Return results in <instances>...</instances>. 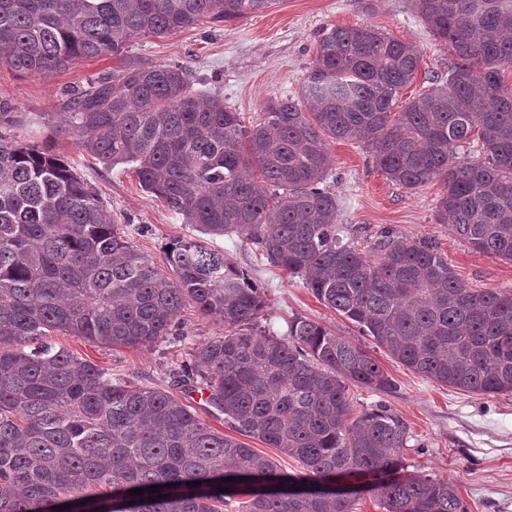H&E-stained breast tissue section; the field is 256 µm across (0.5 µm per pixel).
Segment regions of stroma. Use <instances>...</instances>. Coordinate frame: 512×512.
<instances>
[{
    "mask_svg": "<svg viewBox=\"0 0 512 512\" xmlns=\"http://www.w3.org/2000/svg\"><path fill=\"white\" fill-rule=\"evenodd\" d=\"M334 25H373L420 51L419 72L401 90L397 107L448 77L453 55L426 28L412 0H378L369 13L358 0H277L270 8L234 22H208L164 38L133 40L129 53L155 63L186 66L196 91L223 99L226 106L254 118L267 103L296 93L314 58L319 34ZM119 66L115 57L85 59L64 71L21 75L0 65V101H7L15 114L14 123H0V136L28 144L53 143L99 191L111 221L141 253L160 264L167 244L191 235V228L143 191L129 166L105 168L79 149L75 138L53 135L64 90ZM328 150L332 165L326 185L336 197L337 221L359 244L370 246L386 227L431 239L470 288L512 289V261L476 252L438 223L441 180L409 190L388 181L360 141L332 140ZM216 246L229 265L246 269L260 288L266 300L261 317L266 331L285 336L289 321L300 316L369 350L393 388L386 393L351 388L352 403L359 412L385 404L406 422L410 438L402 462L407 473L452 482L467 512H512V394L475 395L438 385L376 347L351 321L320 303L299 279L257 256L247 240L225 236L217 238ZM180 320L183 337L150 348H112L62 333L54 341L109 370L113 377L171 390L213 428L228 432L223 414L194 400L193 390L173 386L169 378L186 361L192 344L223 335L224 325L191 307L184 308Z\"/></svg>",
    "mask_w": 512,
    "mask_h": 512,
    "instance_id": "stroma-1",
    "label": "stroma"
}]
</instances>
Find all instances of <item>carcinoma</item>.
Wrapping results in <instances>:
<instances>
[{"label": "carcinoma", "mask_w": 512, "mask_h": 512, "mask_svg": "<svg viewBox=\"0 0 512 512\" xmlns=\"http://www.w3.org/2000/svg\"><path fill=\"white\" fill-rule=\"evenodd\" d=\"M413 2L454 55L447 81L395 112L419 53L373 25L332 26L298 93L247 122L192 90L187 67L130 56L128 45L275 0H0V64L18 73L120 59L64 92L56 133L107 168L132 166L145 192L200 232L168 247L163 271L65 160L0 139V512H116L118 501L127 512H222L239 495L242 512H355L366 492L385 512H467L451 483L404 474L402 418L382 406L352 418L350 386L392 389L369 351L305 317L284 338L258 329L260 289L209 244L245 238L441 385L512 393V289L468 287L432 240L385 229L368 253L343 241L325 186L327 139L361 140L403 188L442 179L437 219L512 261V87L501 76L512 65V0ZM474 140L478 155L460 154ZM190 304L224 335L194 345L173 385L201 382L231 430L280 449L299 472L278 470L170 392L45 342L60 332L151 347L183 335ZM350 475L375 482L331 488Z\"/></svg>", "instance_id": "carcinoma-1"}]
</instances>
